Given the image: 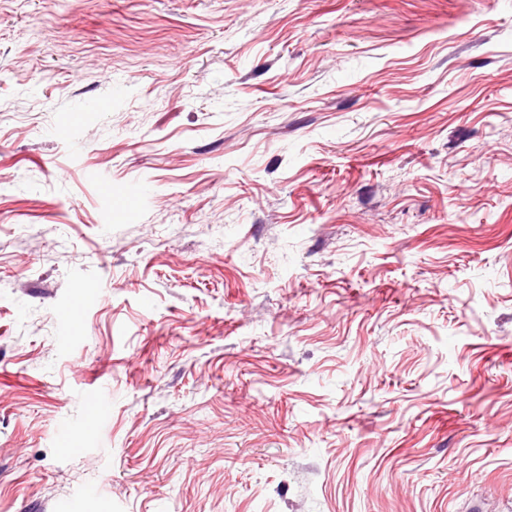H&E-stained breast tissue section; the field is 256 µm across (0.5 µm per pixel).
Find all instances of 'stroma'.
Returning <instances> with one entry per match:
<instances>
[{
    "label": "stroma",
    "mask_w": 512,
    "mask_h": 512,
    "mask_svg": "<svg viewBox=\"0 0 512 512\" xmlns=\"http://www.w3.org/2000/svg\"><path fill=\"white\" fill-rule=\"evenodd\" d=\"M73 500L512 512V0H0V512Z\"/></svg>",
    "instance_id": "obj_1"
}]
</instances>
